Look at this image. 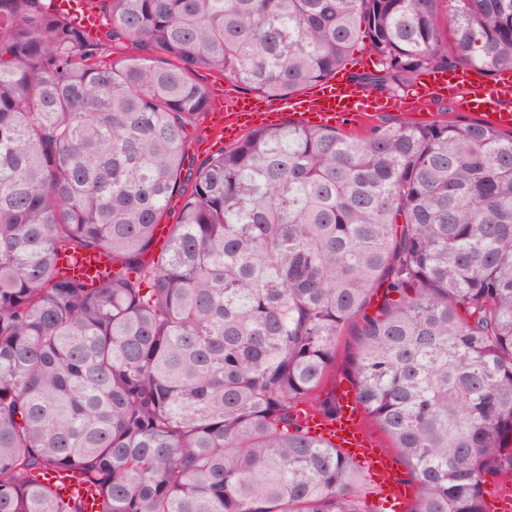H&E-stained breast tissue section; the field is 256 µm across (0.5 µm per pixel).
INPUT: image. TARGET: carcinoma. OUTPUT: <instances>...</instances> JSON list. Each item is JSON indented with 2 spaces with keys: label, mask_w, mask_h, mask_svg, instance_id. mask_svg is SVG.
<instances>
[{
  "label": "carcinoma",
  "mask_w": 512,
  "mask_h": 512,
  "mask_svg": "<svg viewBox=\"0 0 512 512\" xmlns=\"http://www.w3.org/2000/svg\"><path fill=\"white\" fill-rule=\"evenodd\" d=\"M104 2L92 38L0 0V512H84L40 481L58 470L100 512H372L296 415L336 417L319 389L349 328L411 512H488L512 481V131L286 122L199 160L188 128L215 105L198 71L281 101L360 40L382 95L495 76L512 0ZM96 252L98 282L60 274Z\"/></svg>",
  "instance_id": "carcinoma-1"
}]
</instances>
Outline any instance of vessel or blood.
<instances>
[{
    "mask_svg": "<svg viewBox=\"0 0 512 512\" xmlns=\"http://www.w3.org/2000/svg\"><path fill=\"white\" fill-rule=\"evenodd\" d=\"M59 7L85 32L97 31L98 17L88 9L85 0H59ZM447 98L452 99L460 111L478 115L482 124L502 131L512 130V71L507 69L493 79L482 78L471 69L433 70L427 73L414 94L392 102L365 99L348 72L341 71L317 90L275 104L254 97L232 98L226 111L211 113L210 120L221 137L233 140L247 129L267 124L273 118L286 116L322 126L332 125L339 119L363 124L377 112L396 109L418 114L434 102ZM106 266L104 256L93 254L61 261L65 276L84 281L95 279ZM336 399L339 412L335 420L316 415L307 417L310 435L340 449L354 461L364 463L375 496L393 503L399 510L407 506L411 500L408 487L393 455L377 449L365 433V411L354 389L346 384L338 387ZM48 481L58 485L65 497L79 499L85 512H96L95 501L78 475L52 474Z\"/></svg>",
    "mask_w": 512,
    "mask_h": 512,
    "instance_id": "vessel-or-blood-1",
    "label": "vessel or blood"
}]
</instances>
